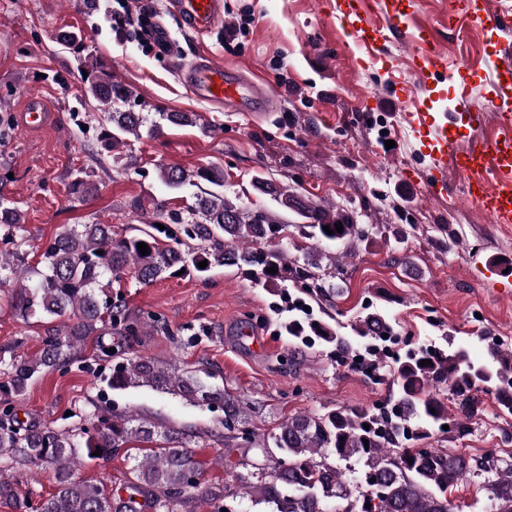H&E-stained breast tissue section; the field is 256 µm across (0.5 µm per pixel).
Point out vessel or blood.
Listing matches in <instances>:
<instances>
[{
    "mask_svg": "<svg viewBox=\"0 0 512 512\" xmlns=\"http://www.w3.org/2000/svg\"><path fill=\"white\" fill-rule=\"evenodd\" d=\"M169 7L178 15L184 29L192 33L210 32L224 17V0H169ZM340 18L350 27L355 46L367 55H378V48L360 25L362 15L358 4H351L349 11L341 12ZM475 20L502 32L512 31V11L508 9L482 13ZM178 77L195 100L223 106L230 112H266L273 108L274 96L264 83L244 80L238 70L209 56L183 66ZM408 120L434 136L427 190L432 193L440 190L439 175L446 165H454L466 173H478L479 181L469 187L470 204L491 212L498 222L511 224L512 114L505 111L498 114L502 136L474 141L463 153L454 149L447 125L436 123L431 113L412 112Z\"/></svg>",
    "mask_w": 512,
    "mask_h": 512,
    "instance_id": "1",
    "label": "vessel or blood"
}]
</instances>
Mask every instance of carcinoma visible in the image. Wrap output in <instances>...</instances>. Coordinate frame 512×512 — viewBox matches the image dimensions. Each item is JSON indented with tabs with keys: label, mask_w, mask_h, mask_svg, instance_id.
Instances as JSON below:
<instances>
[{
	"label": "carcinoma",
	"mask_w": 512,
	"mask_h": 512,
	"mask_svg": "<svg viewBox=\"0 0 512 512\" xmlns=\"http://www.w3.org/2000/svg\"><path fill=\"white\" fill-rule=\"evenodd\" d=\"M85 94L102 103L126 98L130 92L110 77L87 76ZM147 123L142 112H110L101 123L98 140L104 150L116 151L128 135H139ZM160 180L169 189H179L189 175L176 167L160 170ZM253 186L275 196L280 208L307 220L294 228L300 237L317 241L344 240L355 224L339 211L311 208L285 189L274 187L264 177ZM343 230L327 234L324 226ZM165 229H160L159 225ZM179 226L174 234L170 225ZM21 214L14 203L0 198V288L14 285L10 296L17 317L24 321L43 319L53 324L42 341L39 353L31 357H0L8 372L10 390L19 395L30 381L44 372L63 371L96 337V347L104 358H112V348L122 351L139 336L142 325L157 326L140 316H131L112 301V285L129 276L143 285L173 277L180 270L203 276L214 268L236 266L260 279L266 288H284L290 282L308 292L324 294L333 287L323 271L324 254L311 249L300 257H289L288 225L272 214L251 209L222 192H210L196 199L186 211L160 213L158 221L138 238L113 236L110 224L65 225L40 254L36 265L25 263L18 252L17 232ZM148 245L142 255L137 243ZM12 249H7V246ZM207 261L204 268L199 262ZM278 268L274 274L266 272ZM393 329L379 313H369L352 330L359 338L381 336ZM289 336L303 342L319 341L348 347L335 329L322 321L293 319L285 324ZM117 333L121 343L105 337ZM494 365L476 366L465 350H420L406 357L394 369L399 398L393 413L363 409H333L320 414H300L289 418L278 431L247 443L267 452L266 464L257 482L240 485L242 497L264 512H328V504L340 503L338 512H451L448 490L467 478L483 481L490 512H512V462L489 453L480 458L446 453L428 448H406L402 444L406 423H418L423 438L446 418L443 403L431 388L448 382L460 396L465 418L475 415L471 392L480 384L497 387L501 404L512 410V378L506 375L504 354L489 349ZM431 364L420 366L421 361ZM220 374L207 368L181 370L177 365L164 369L150 357L136 354L113 366L103 383L113 391L148 386L161 393L178 394L187 402L224 411V440L237 439L233 432L245 424V407L234 395L216 383ZM91 411L80 410V424L67 430L26 425L11 407L0 412V462L26 466L32 472L53 468L55 491L39 501L20 493L18 484L0 474V500L9 502L13 512H188L193 500L218 502L235 493L219 484L198 490L200 482L190 476L201 473L202 462L190 449L189 440L166 426L137 414L116 415L106 406L90 402ZM435 412H430V409ZM369 428H363V425ZM368 443H363V440ZM133 441L157 442L159 446L137 458L125 478L128 497L109 494L104 487L76 476L86 458L96 449L101 460L112 458ZM375 478L383 495L371 496L360 490L355 467ZM370 508H365V503Z\"/></svg>",
	"instance_id": "1"
}]
</instances>
